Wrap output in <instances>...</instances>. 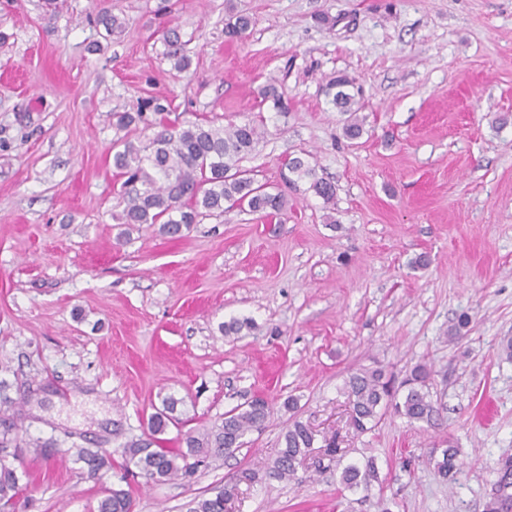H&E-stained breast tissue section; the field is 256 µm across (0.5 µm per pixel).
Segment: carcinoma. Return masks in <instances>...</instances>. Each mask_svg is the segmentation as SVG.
<instances>
[{"instance_id": "cac0c4a2", "label": "carcinoma", "mask_w": 512, "mask_h": 512, "mask_svg": "<svg viewBox=\"0 0 512 512\" xmlns=\"http://www.w3.org/2000/svg\"><path fill=\"white\" fill-rule=\"evenodd\" d=\"M94 22L102 27L106 36L123 28V22L107 10L96 13ZM252 20L244 14H229L224 22L228 41H238L246 34ZM164 56L173 62L179 72L187 70L190 58L185 45L174 29L162 35ZM351 79L338 75L327 85V96L336 111L343 115L356 114L355 95L348 92ZM161 116L167 106L147 101L137 112H116V125L127 129L133 125H154L146 110ZM162 130L148 140L136 143L128 138L115 145L113 167L125 177L119 206L122 211L116 219L127 226L158 224L160 231L170 237L181 235L183 230L198 223L203 215L224 212V202L233 201L247 205L251 213L266 216L278 215L288 207V200L280 193H270L255 184L239 162L255 150L262 137L261 125L254 121L231 124L224 128L209 122L185 121L171 125L159 119ZM286 166L297 178H310V188L325 203L336 196L335 186L315 178V169L300 157L290 159ZM431 369L425 364L413 366L399 385L386 376L381 368H360L345 381L351 404V420L355 430L365 433L372 430L387 413L407 419L409 423H429L438 412L430 392ZM181 400L172 395L162 399V409L151 415L149 434L145 439L131 441L124 446L125 467L134 468L144 484L165 483L191 477L198 467L224 460L244 445L247 433L260 431L271 416L269 403L254 398L242 407L224 413L221 422L201 433H187L179 448H168L161 435L168 424L179 421L177 407ZM15 422L4 425L0 431V512H11L20 491L19 477L10 459L12 432ZM284 447L264 474L279 481L294 480L297 465L314 447L315 435L297 417L288 420L283 436ZM458 448L453 442L430 456L437 472L443 477L454 476L458 469ZM78 461L85 463L92 472L107 466V458L98 453L83 451ZM340 484L348 490L370 491L379 482L375 461L362 465L348 464L342 468ZM227 489L211 498L197 502L193 512H225ZM98 512H132L131 495L124 489H111L98 504Z\"/></svg>"}]
</instances>
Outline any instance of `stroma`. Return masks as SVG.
<instances>
[{"instance_id": "1", "label": "stroma", "mask_w": 512, "mask_h": 512, "mask_svg": "<svg viewBox=\"0 0 512 512\" xmlns=\"http://www.w3.org/2000/svg\"><path fill=\"white\" fill-rule=\"evenodd\" d=\"M126 18L103 38L97 7ZM253 25L224 38L230 11ZM179 33L188 70L164 58ZM344 73L363 133L344 137L325 94ZM276 85L279 113L264 100ZM168 101V120H263L240 163L288 209L238 206L183 236L123 232L112 166L116 112ZM508 115L505 125L495 122ZM300 156L336 187L333 207ZM463 339L450 340L460 315ZM250 320L224 336L221 323ZM512 0H0V416L15 418L26 489L15 512H97L123 487L133 512H192L231 488L232 512H486L512 460ZM432 370L431 423L386 415L350 425L348 373L402 379ZM179 398L165 437L265 397L262 431L190 481L127 476L124 444L144 437L163 396ZM316 435L297 478L250 481L282 447L287 398ZM336 438L342 465L375 457L381 489L348 491L339 467L315 469ZM453 441L454 481L428 458ZM107 454L90 475L79 448ZM286 166L288 171L294 174L298 179L313 178L310 188H312L315 194L321 197L325 203L333 202L336 196L335 186L322 178L316 179L315 169L310 166L308 162H305L300 157H294L286 163Z\"/></svg>"}]
</instances>
